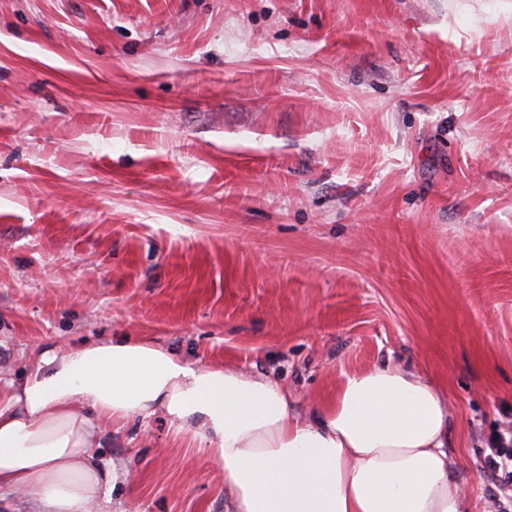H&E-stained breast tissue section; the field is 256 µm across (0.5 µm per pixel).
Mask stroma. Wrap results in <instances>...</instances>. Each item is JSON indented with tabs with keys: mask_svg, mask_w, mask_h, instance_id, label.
I'll use <instances>...</instances> for the list:
<instances>
[{
	"mask_svg": "<svg viewBox=\"0 0 512 512\" xmlns=\"http://www.w3.org/2000/svg\"><path fill=\"white\" fill-rule=\"evenodd\" d=\"M125 336L303 413L410 368L512 512V0H0V396ZM96 441L114 512H230L163 414ZM496 447H491V454L487 456L485 460L484 468L487 472L491 473L493 476H498L496 473L502 470L508 469L509 463L512 468V448L510 452V448L506 449L505 447H498L500 444H503L501 438L494 440Z\"/></svg>",
	"mask_w": 512,
	"mask_h": 512,
	"instance_id": "stroma-1",
	"label": "stroma"
}]
</instances>
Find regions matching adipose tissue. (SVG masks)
<instances>
[{"mask_svg": "<svg viewBox=\"0 0 512 512\" xmlns=\"http://www.w3.org/2000/svg\"><path fill=\"white\" fill-rule=\"evenodd\" d=\"M163 413L217 443L232 512H469L451 467L441 393L400 366L345 376L311 418L287 389L247 371L194 367L151 341L120 338L42 353L0 401V490L43 512L109 501L115 468L96 425Z\"/></svg>", "mask_w": 512, "mask_h": 512, "instance_id": "ef3b65f1", "label": "adipose tissue"}]
</instances>
